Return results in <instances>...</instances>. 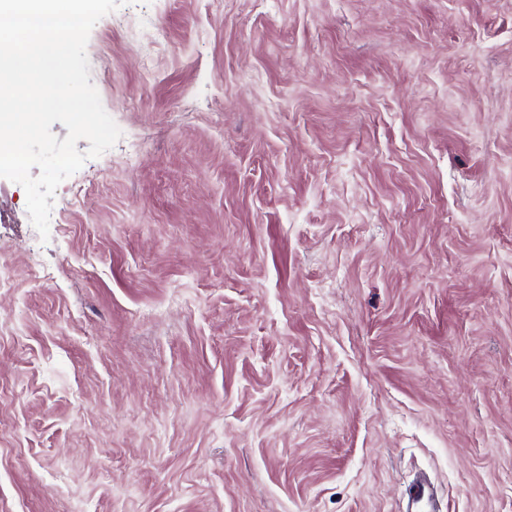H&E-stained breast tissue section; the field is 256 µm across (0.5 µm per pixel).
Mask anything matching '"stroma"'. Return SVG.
<instances>
[{"label":"stroma","instance_id":"obj_1","mask_svg":"<svg viewBox=\"0 0 512 512\" xmlns=\"http://www.w3.org/2000/svg\"><path fill=\"white\" fill-rule=\"evenodd\" d=\"M86 55L94 192L33 240L0 177V512H512V0H129ZM405 496L415 512H428L434 498L433 487L425 480H416L405 489Z\"/></svg>","mask_w":512,"mask_h":512}]
</instances>
